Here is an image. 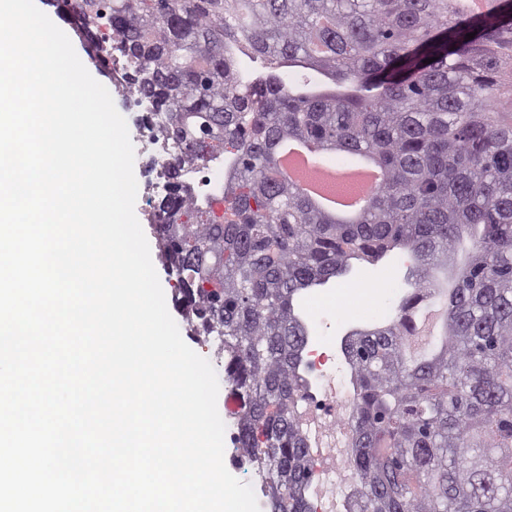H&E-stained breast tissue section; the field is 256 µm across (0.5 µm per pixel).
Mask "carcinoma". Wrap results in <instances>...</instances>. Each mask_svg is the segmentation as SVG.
<instances>
[{
    "mask_svg": "<svg viewBox=\"0 0 512 512\" xmlns=\"http://www.w3.org/2000/svg\"><path fill=\"white\" fill-rule=\"evenodd\" d=\"M462 0H76L120 53L125 94L178 155L151 221L183 312L220 341L237 458L270 512H313L299 404L307 323L297 294L411 258L385 327L341 340L355 396L353 512H512V12ZM475 37L467 40L466 34ZM269 72L243 76L238 54ZM431 63L425 64L423 60ZM301 64L348 86L298 92ZM288 139L386 172L360 213L320 210L281 172ZM224 156L220 195L183 179ZM444 308L432 353L407 355L423 303Z\"/></svg>",
    "mask_w": 512,
    "mask_h": 512,
    "instance_id": "cac0c4a2",
    "label": "carcinoma"
}]
</instances>
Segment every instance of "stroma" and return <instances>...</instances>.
Instances as JSON below:
<instances>
[{
    "label": "stroma",
    "instance_id": "stroma-1",
    "mask_svg": "<svg viewBox=\"0 0 512 512\" xmlns=\"http://www.w3.org/2000/svg\"><path fill=\"white\" fill-rule=\"evenodd\" d=\"M89 73L110 92L115 107L127 121L130 137L134 139V174L138 184L135 214L145 220L150 211L148 201L153 193L147 185L156 172L151 156L138 141L137 125L143 109L134 98L125 97L110 69L88 63ZM408 261L397 251L378 265H354L349 276L323 287L303 291L297 301L300 316L308 323L311 335L321 337L327 344L339 346L346 333L353 329L373 328L391 322L400 298L409 287L405 281Z\"/></svg>",
    "mask_w": 512,
    "mask_h": 512
}]
</instances>
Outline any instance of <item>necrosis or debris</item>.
<instances>
[{
    "instance_id": "1",
    "label": "necrosis or debris",
    "mask_w": 512,
    "mask_h": 512,
    "mask_svg": "<svg viewBox=\"0 0 512 512\" xmlns=\"http://www.w3.org/2000/svg\"><path fill=\"white\" fill-rule=\"evenodd\" d=\"M305 361V422L316 474L309 499L315 512H350L356 476L346 464L353 401L348 380L337 366L335 350L324 341L307 342Z\"/></svg>"
}]
</instances>
